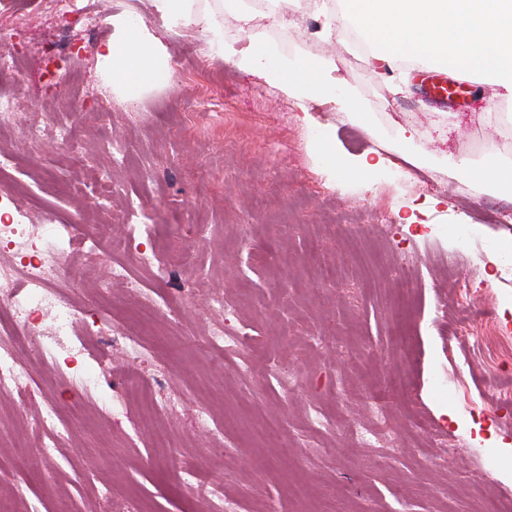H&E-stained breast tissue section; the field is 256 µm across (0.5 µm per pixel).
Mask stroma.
<instances>
[{"label":"stroma","instance_id":"1","mask_svg":"<svg viewBox=\"0 0 512 512\" xmlns=\"http://www.w3.org/2000/svg\"><path fill=\"white\" fill-rule=\"evenodd\" d=\"M95 3L101 21L88 35L62 20L56 0H0V31L28 75L0 74V93L19 102L0 126V148L15 157L0 193L15 190L24 223L65 226L75 245L57 284L81 311L137 338L142 388L124 390L116 355L85 395L27 346L26 405L0 397V500L11 512H54L62 500L70 512H106L124 495L141 512H205L189 487L196 473L220 484L232 512H512V222L500 218L512 195L478 192L440 164L474 137L498 135L476 89L444 114L419 84L392 96L378 70L317 36L308 8L274 48L333 58L366 123L312 101L306 127L296 101L213 57L190 27L165 40L171 84L128 110L106 86L97 48L111 17L161 23L148 0ZM202 94L214 108H194ZM105 101L111 111H100ZM32 113L75 128L79 150L32 139ZM405 113L424 165L392 155L368 187L314 164L322 131L344 153L382 152ZM429 195L442 204L423 213L424 227L399 222L400 206ZM115 235L154 249L166 277L136 267L132 287L102 291ZM259 247L269 252L262 263L252 259ZM198 289L222 298L228 317L193 300ZM220 320L264 342L266 364L243 372V352L211 351ZM278 363L295 377L289 388L271 374ZM165 400L159 433L138 431V416ZM48 402L70 429L41 458L30 424ZM315 410L324 426L311 424ZM359 425L378 441L362 443L351 432Z\"/></svg>","mask_w":512,"mask_h":512}]
</instances>
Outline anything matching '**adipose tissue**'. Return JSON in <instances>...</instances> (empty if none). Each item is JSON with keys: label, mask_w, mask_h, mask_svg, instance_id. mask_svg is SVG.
Masks as SVG:
<instances>
[{"label": "adipose tissue", "mask_w": 512, "mask_h": 512, "mask_svg": "<svg viewBox=\"0 0 512 512\" xmlns=\"http://www.w3.org/2000/svg\"><path fill=\"white\" fill-rule=\"evenodd\" d=\"M160 29L152 30L128 17L111 18L113 33L98 52L106 81L125 99H139L171 78L165 40L183 26H194L210 52L275 84L288 97L334 104L357 120H365L358 99L338 75L335 63L309 54L290 58L256 37L238 47L224 39V14L209 0H150ZM366 23L362 40L371 48V66L394 67L401 60L442 65L449 72L490 88L505 104L512 123V0H359ZM317 165L329 174L371 182L385 164L382 155L351 157L328 134L312 148ZM443 164L456 177L480 190L512 194V158L494 151L475 160L448 155Z\"/></svg>", "instance_id": "ef3b65f1"}]
</instances>
